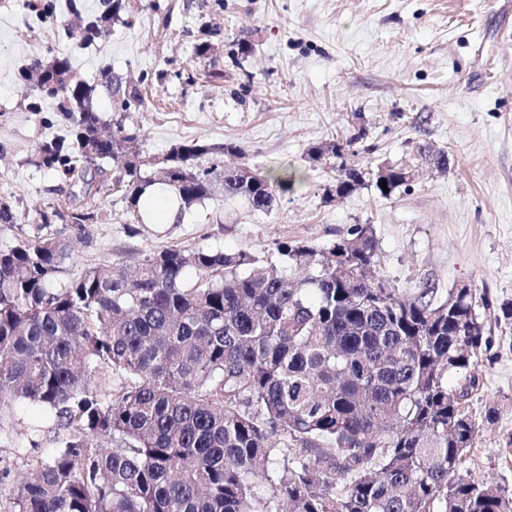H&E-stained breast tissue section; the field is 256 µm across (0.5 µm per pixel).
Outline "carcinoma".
<instances>
[{
    "mask_svg": "<svg viewBox=\"0 0 512 512\" xmlns=\"http://www.w3.org/2000/svg\"><path fill=\"white\" fill-rule=\"evenodd\" d=\"M103 4L84 16L69 0L80 42L121 19L125 0ZM24 79L29 109L52 100L65 131L31 163L81 186L83 202L37 210L38 233L0 248V427L27 402L65 432L32 457L10 512H512V490L458 475L488 346L473 289H452L450 307L376 278L369 224L325 245L280 244L275 260L171 247L141 254L132 273L112 261L64 282L68 245L39 231L60 223L84 235L100 214L89 173L107 182L110 160L123 159L112 187L136 224L150 183L188 210L219 180L225 197L268 213L302 179L286 168L242 177L224 165L235 144L144 154L136 132L104 123L97 87L67 57ZM105 87L124 110L143 102L138 85L107 75ZM357 141L310 152L341 160L334 188L345 197L365 184L345 161ZM404 169L376 167L377 193L408 186Z\"/></svg>",
    "mask_w": 512,
    "mask_h": 512,
    "instance_id": "1",
    "label": "carcinoma"
}]
</instances>
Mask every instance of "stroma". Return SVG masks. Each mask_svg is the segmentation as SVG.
Here are the masks:
<instances>
[{
	"mask_svg": "<svg viewBox=\"0 0 512 512\" xmlns=\"http://www.w3.org/2000/svg\"><path fill=\"white\" fill-rule=\"evenodd\" d=\"M0 0V201L25 214L62 205L71 190L58 173L28 164L52 136L27 109L23 74L34 61L70 58L76 75L102 69L140 85L142 105L121 110L106 91L95 105L107 124L135 130L144 149L177 142L233 143L238 165L288 167L302 184L270 213L216 195L177 224H137L121 195L101 192L102 218L87 236L50 225L70 255L65 278L97 263L171 246L274 254L279 243L324 245L355 224L374 228L375 274L444 301L466 284L484 296L489 339L476 360L481 387L469 399L477 424L459 473L512 487V0H129L123 20L90 47L68 34V0ZM211 42L196 58L197 39ZM247 39V56L237 53ZM357 136L347 163L411 162L420 145L445 151L448 169H420L408 188L381 197L372 185L329 201L331 167L311 147ZM0 435V506L28 472V458L56 447L59 432L25 403Z\"/></svg>",
	"mask_w": 512,
	"mask_h": 512,
	"instance_id": "stroma-1",
	"label": "stroma"
}]
</instances>
